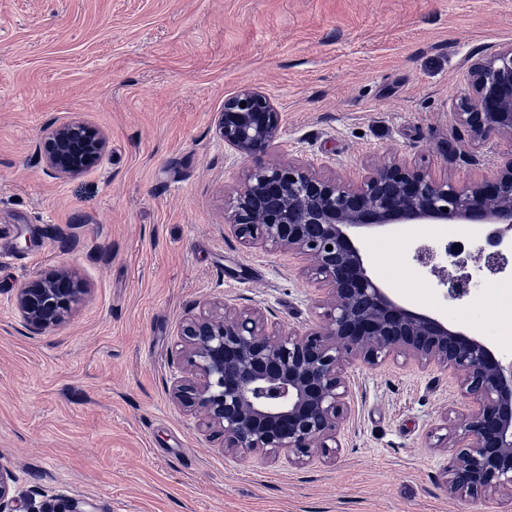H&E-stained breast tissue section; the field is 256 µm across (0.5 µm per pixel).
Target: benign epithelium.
<instances>
[{
	"label": "benign epithelium",
	"mask_w": 512,
	"mask_h": 512,
	"mask_svg": "<svg viewBox=\"0 0 512 512\" xmlns=\"http://www.w3.org/2000/svg\"><path fill=\"white\" fill-rule=\"evenodd\" d=\"M469 93L451 113L472 142L512 141V43L469 68ZM246 106H240L241 102ZM281 115L262 90L244 87L224 100V144L257 164L237 192L227 223L246 246L288 252L304 274L326 288L319 324L305 330L268 320L259 308L219 301L180 326V376L172 397L198 426L222 439L241 460L288 455L296 466L314 454L336 456L350 413L345 369L403 357L426 368H451L473 408L457 416L447 439L455 448L445 471L448 494L461 500L512 501V358L496 355L478 336L396 301L365 266L353 236L359 228L394 224H486L478 259L491 274L512 269V152L494 173L459 184L396 157L369 167L358 181L295 161L264 162ZM107 145L82 122L52 130L40 146L59 176L97 164ZM332 250H326V246ZM462 273L440 283L460 299L476 285L468 258L446 250ZM85 293L59 268L18 289L24 325L46 331L64 323ZM17 477L0 465V512H15Z\"/></svg>",
	"instance_id": "1"
}]
</instances>
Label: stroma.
Masks as SVG:
<instances>
[{
  "label": "stroma",
  "instance_id": "stroma-1",
  "mask_svg": "<svg viewBox=\"0 0 512 512\" xmlns=\"http://www.w3.org/2000/svg\"><path fill=\"white\" fill-rule=\"evenodd\" d=\"M512 42V0H0V464L22 496L96 512H512L450 497L452 370L347 365L351 415L335 458L225 455L173 402L180 323L209 302L319 323L304 260L243 246L224 215L254 166L218 133L252 85L281 114L272 159L357 179L386 155L465 182L512 141L450 120L471 64ZM104 133L98 164L60 177L53 128ZM435 224L361 248L403 305L512 355V276L449 299L414 258ZM86 288L66 322L25 328L14 296L58 267Z\"/></svg>",
  "mask_w": 512,
  "mask_h": 512
}]
</instances>
